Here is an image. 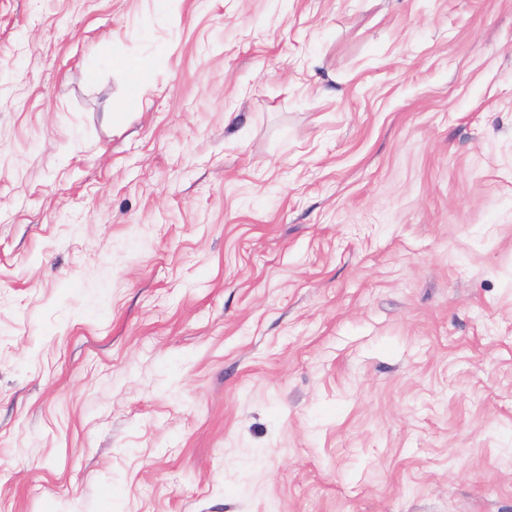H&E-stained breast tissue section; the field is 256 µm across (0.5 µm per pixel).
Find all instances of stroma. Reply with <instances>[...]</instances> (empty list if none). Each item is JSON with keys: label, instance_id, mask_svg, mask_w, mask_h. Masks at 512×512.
Segmentation results:
<instances>
[{"label": "stroma", "instance_id": "35a3bbf8", "mask_svg": "<svg viewBox=\"0 0 512 512\" xmlns=\"http://www.w3.org/2000/svg\"><path fill=\"white\" fill-rule=\"evenodd\" d=\"M0 512H512V0H0ZM127 74V92L130 97L140 98L144 93L145 83L153 69L152 63L146 58H137L124 62Z\"/></svg>", "mask_w": 512, "mask_h": 512}]
</instances>
